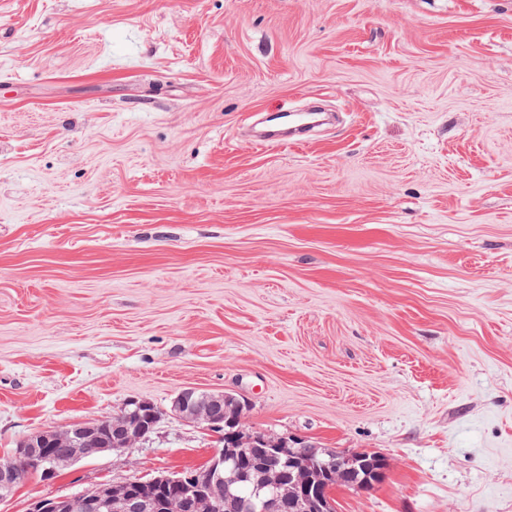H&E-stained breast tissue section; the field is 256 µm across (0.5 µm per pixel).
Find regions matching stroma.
<instances>
[{"label": "stroma", "mask_w": 512, "mask_h": 512, "mask_svg": "<svg viewBox=\"0 0 512 512\" xmlns=\"http://www.w3.org/2000/svg\"><path fill=\"white\" fill-rule=\"evenodd\" d=\"M186 388L383 456L336 512H512V0H0V459L163 413L0 512L206 465ZM150 415L148 416V422L135 425L136 431L133 436H120L118 435V438L112 442L111 438V445H112V452L121 451L124 448H128L131 445H133L136 441L141 440L149 436L150 433L154 432L155 426L158 422L161 420V415L157 412V415L153 412H149Z\"/></svg>", "instance_id": "stroma-1"}]
</instances>
